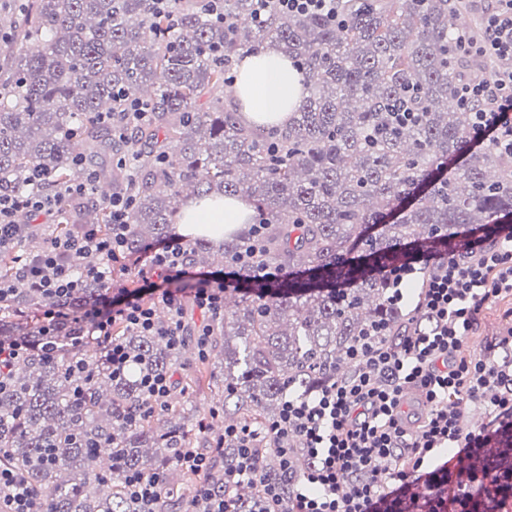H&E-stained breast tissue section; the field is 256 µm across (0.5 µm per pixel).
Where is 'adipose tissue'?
Instances as JSON below:
<instances>
[{
	"label": "adipose tissue",
	"mask_w": 512,
	"mask_h": 512,
	"mask_svg": "<svg viewBox=\"0 0 512 512\" xmlns=\"http://www.w3.org/2000/svg\"><path fill=\"white\" fill-rule=\"evenodd\" d=\"M235 94L242 118L249 123H287L305 94V79L290 60L273 51L241 59ZM250 203L242 198L191 200L181 210L180 229L195 236L213 226L232 228L249 223Z\"/></svg>",
	"instance_id": "obj_1"
}]
</instances>
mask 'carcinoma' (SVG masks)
Instances as JSON below:
<instances>
[{
    "label": "carcinoma",
    "instance_id": "obj_1",
    "mask_svg": "<svg viewBox=\"0 0 512 512\" xmlns=\"http://www.w3.org/2000/svg\"><path fill=\"white\" fill-rule=\"evenodd\" d=\"M254 0H0V190L54 192L76 162L129 198L126 248L171 236L185 197L247 196L262 225L257 263L288 272L263 290L257 267H236L242 299L213 319L205 345L188 327L177 347L120 328L131 356L112 366L93 342L41 351L42 308L78 311L101 283L61 298L20 285L0 305V342L33 344L0 391V466L35 493L37 512H135L125 483L159 476L158 512H178L170 481L186 450L221 446L202 476L224 496V468L237 449L206 417L165 402L144 408L141 379L170 374L190 347L202 367L195 385H219L224 421L263 427L283 396L311 391L349 368L350 348L373 322L397 343L426 326L388 302L387 263L406 252L446 250L512 220V159L493 143L472 144L471 113L456 87L477 65L454 55L461 0H343L331 22ZM276 48L306 76L307 95L288 125L243 124L224 99L234 60ZM149 106L131 122L126 108ZM407 104L419 121L397 125ZM112 115V121L102 114ZM133 156L131 166L118 159ZM44 173L38 186L29 184ZM108 198L85 201L78 223L106 234ZM254 226L215 251L202 236L185 248L190 265L233 262ZM347 287L337 289L336 284ZM81 363V371L71 366Z\"/></svg>",
    "mask_w": 512,
    "mask_h": 512
}]
</instances>
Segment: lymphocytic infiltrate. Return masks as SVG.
Listing matches in <instances>:
<instances>
[{
  "instance_id": "1",
  "label": "lymphocytic infiltrate",
  "mask_w": 512,
  "mask_h": 512,
  "mask_svg": "<svg viewBox=\"0 0 512 512\" xmlns=\"http://www.w3.org/2000/svg\"><path fill=\"white\" fill-rule=\"evenodd\" d=\"M456 48L498 62L491 79L462 82L457 100L465 108L480 104L474 112V143L492 139L511 154L512 0H495L484 18L483 36L459 35ZM95 182V174L83 168L53 194L0 192V251L14 248L27 232L23 217L59 223L69 201L92 195ZM129 209L128 199L114 197L108 234L83 227L48 237L37 255L18 256L14 279H0L2 302L20 284L61 297L84 287L87 279L109 281L115 263L148 268L151 278L141 287L119 289L79 312L59 307L42 315L48 335L60 321L80 324L82 339L96 342L117 374L124 372L129 355L114 339V325L178 345L184 322L176 282L192 281L193 302L206 320L223 311L225 288L238 282L233 268L193 271L177 238L126 253ZM87 253L96 255L98 264L76 272L69 256ZM425 259L434 272L418 307L431 329L407 336L396 347L385 344L383 329H372L352 347L350 377L285 396L278 419L264 428H225L238 454L224 472L223 498L197 486L194 500L202 512H236L234 490L244 482L257 489L251 512H512V465L460 473L464 463L512 448V360L504 356L512 349V328L486 349H464L485 304L512 296V225H499L495 238L475 236L453 252H429ZM157 300L173 313L167 324L154 318ZM413 393L426 410L417 420L404 410ZM469 404L484 407L485 424L469 425ZM288 435L300 440L311 461L303 475L295 473L291 449L279 444ZM264 448L275 455L276 470L263 467ZM448 448L453 456L441 458ZM287 485L292 488L288 494L283 491Z\"/></svg>"
}]
</instances>
